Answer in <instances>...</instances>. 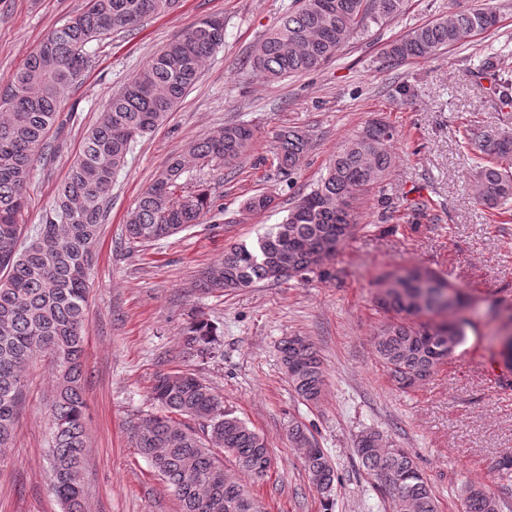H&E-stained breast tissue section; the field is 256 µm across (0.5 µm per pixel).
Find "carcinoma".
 Returning a JSON list of instances; mask_svg holds the SVG:
<instances>
[{"mask_svg":"<svg viewBox=\"0 0 512 512\" xmlns=\"http://www.w3.org/2000/svg\"><path fill=\"white\" fill-rule=\"evenodd\" d=\"M180 0H86L83 12L55 28L0 93V466L13 441L26 372L40 353L58 369L49 405L51 443L47 459L53 494L62 512H87L83 472L87 461L83 365L87 324V281L110 201L112 182L126 167L134 144L167 119L197 83L207 59L224 44V19L209 16L163 46L118 92L86 131L78 158L62 182L52 212L18 249L27 187L34 160L55 126L61 94L76 79L73 66L88 64L87 45L112 32L129 31L142 20L174 11ZM404 0H294L280 24L256 43L249 63L267 80L316 72L336 58L351 38L399 13ZM497 24L491 11L461 5L388 45L391 63L431 58L447 46H462ZM492 73L502 100L512 101V71L496 68L495 56L480 60ZM255 131L240 121L219 133L189 142L162 175L136 200L125 235L148 244L203 223L211 211L205 189L183 181L192 166L235 162ZM395 128L372 120L345 141L314 189L302 196L285 220L248 246L239 244L205 272L200 287L229 292L260 281L319 272L356 226L364 191L383 183L395 164ZM277 167L291 175L309 149L300 130L277 134ZM463 144L478 152L469 195L474 203L505 214L512 211V133L499 127H465ZM265 193L245 203L249 213L269 208ZM378 307L388 315L374 336L379 360L401 390L429 378L440 366L434 349L451 357L466 339L468 297L433 271L400 272L382 289ZM217 328L205 319L190 323L183 344L192 355L211 352ZM288 380L299 398L316 405L324 395L323 362L314 345L284 339L279 346ZM150 399L160 412L134 429L135 447L165 480L181 512H254L255 499L224 470L216 455L230 453L240 471L260 479L271 456L267 441L244 420L224 409L212 389L194 374H158ZM378 431L361 435L356 454L377 483L392 512H438L437 499L404 448L376 446ZM303 454L317 491L330 494L336 481L324 450L304 424L288 430ZM465 512H499L487 488L463 489Z\"/></svg>","mask_w":512,"mask_h":512,"instance_id":"obj_1","label":"carcinoma"}]
</instances>
